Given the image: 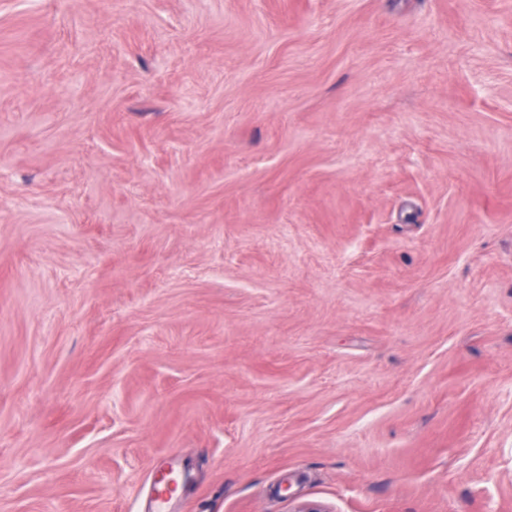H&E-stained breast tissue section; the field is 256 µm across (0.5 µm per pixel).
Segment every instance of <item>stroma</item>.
Masks as SVG:
<instances>
[{
  "label": "stroma",
  "instance_id": "35a3bbf8",
  "mask_svg": "<svg viewBox=\"0 0 512 512\" xmlns=\"http://www.w3.org/2000/svg\"><path fill=\"white\" fill-rule=\"evenodd\" d=\"M512 512V0H0V512Z\"/></svg>",
  "mask_w": 512,
  "mask_h": 512
}]
</instances>
